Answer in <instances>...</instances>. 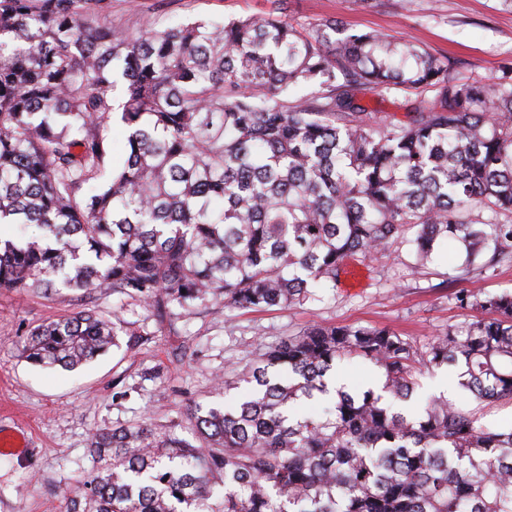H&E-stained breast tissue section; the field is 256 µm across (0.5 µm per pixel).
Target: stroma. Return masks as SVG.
I'll return each instance as SVG.
<instances>
[{"mask_svg":"<svg viewBox=\"0 0 512 512\" xmlns=\"http://www.w3.org/2000/svg\"><path fill=\"white\" fill-rule=\"evenodd\" d=\"M266 0H112V15L124 29L163 31L205 18L221 21L266 9ZM293 24L334 19L355 30H374L447 56L456 72L493 80L512 65V9L501 0H286ZM463 246L442 243L416 266L409 240L394 245L379 262L359 258L352 285L317 289L315 301L263 311H226L205 303L181 317L174 331L147 319L140 302L93 291L60 289L51 294L0 289V428L19 434L22 445L0 453V512H58L62 496L91 469L86 448L93 431L153 416L177 422L189 439L186 402L223 407L243 397L240 365L261 358L268 347L312 325L387 327L418 345L448 329L481 319L460 308L459 290H512V253L490 264L465 266ZM87 308L117 316L144 330L140 348L110 350L75 371L43 369L20 357L26 333L43 322ZM228 383L215 392V376Z\"/></svg>","mask_w":512,"mask_h":512,"instance_id":"obj_1","label":"stroma"}]
</instances>
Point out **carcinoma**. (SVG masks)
I'll list each match as a JSON object with an SVG mask.
<instances>
[{"label":"carcinoma","instance_id":"1","mask_svg":"<svg viewBox=\"0 0 512 512\" xmlns=\"http://www.w3.org/2000/svg\"><path fill=\"white\" fill-rule=\"evenodd\" d=\"M161 32L112 25V0H0V288L100 289L157 323L213 299L303 306L344 259L413 233L476 256L512 246V67L462 79L445 56L337 21L294 26L284 0ZM123 78L130 129L106 169ZM316 85L311 96L290 91ZM417 96L404 121L366 92ZM487 317L419 348L388 328L310 327L239 373L233 405L192 401L196 442L150 417L92 433L93 467L58 512H512V292H459ZM142 332L86 310L32 330L31 365L75 370ZM369 361L408 402L462 363L471 401L405 413L370 388L329 395L338 362ZM321 395L319 417L294 408Z\"/></svg>","mask_w":512,"mask_h":512}]
</instances>
